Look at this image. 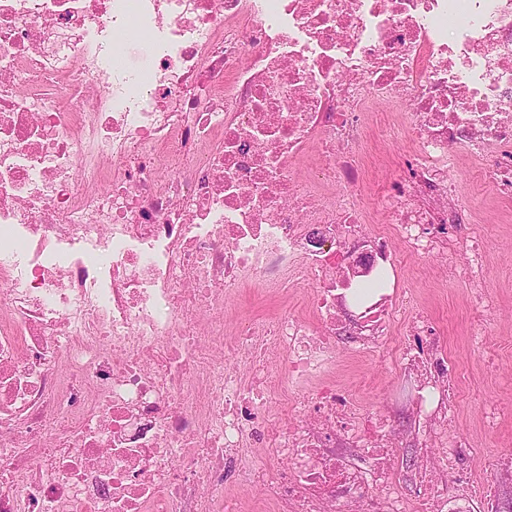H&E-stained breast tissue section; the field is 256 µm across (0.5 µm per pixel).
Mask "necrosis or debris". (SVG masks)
I'll return each mask as SVG.
<instances>
[{"mask_svg": "<svg viewBox=\"0 0 512 512\" xmlns=\"http://www.w3.org/2000/svg\"><path fill=\"white\" fill-rule=\"evenodd\" d=\"M135 28L147 81L112 65ZM398 132L368 207L364 143ZM456 157L512 201V0H0V512H242L231 478L273 512H462L456 438L436 465L419 437L404 495L399 434L330 378L352 256L462 243L494 309ZM251 287L305 312L225 329ZM410 333L421 409L448 358ZM419 466V450L418 448H402L400 452V462L398 478L400 481L399 486L403 488L408 494L412 493L414 489L415 473Z\"/></svg>", "mask_w": 512, "mask_h": 512, "instance_id": "1", "label": "necrosis or debris"}]
</instances>
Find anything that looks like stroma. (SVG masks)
<instances>
[{
    "label": "stroma",
    "instance_id": "35a3bbf8",
    "mask_svg": "<svg viewBox=\"0 0 512 512\" xmlns=\"http://www.w3.org/2000/svg\"><path fill=\"white\" fill-rule=\"evenodd\" d=\"M410 148L403 138L385 145L367 144L372 172L364 183L365 195L382 194L385 182L398 176L401 158ZM453 174L471 199L476 223L485 228L487 285L498 301L496 312L479 322L469 288L462 279L445 276L448 261L442 256L422 257L400 249L386 286L410 288L417 307L428 314L438 332L452 364L449 404L467 444L460 456L461 471L475 486L492 487L490 501L478 499L472 504L473 512H488L489 507H500L512 490V204L496 202L479 186L469 161L456 164ZM407 321L402 315L390 324L389 340L381 348L359 336L343 339L338 345L336 384L363 407L382 411L395 428L414 434L426 423L409 415L407 404L396 398L402 385L398 349ZM491 405L502 415L490 431L484 426L483 411Z\"/></svg>",
    "mask_w": 512,
    "mask_h": 512
}]
</instances>
